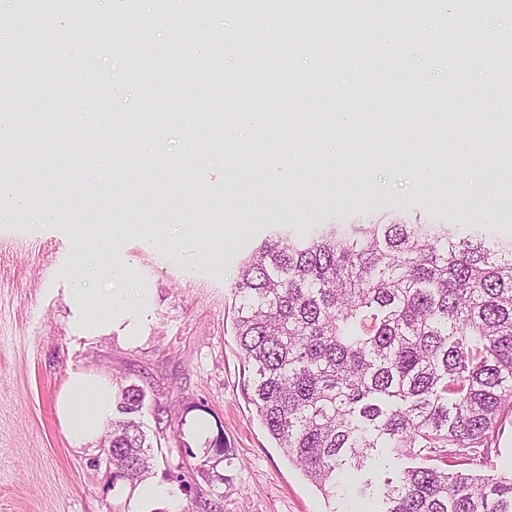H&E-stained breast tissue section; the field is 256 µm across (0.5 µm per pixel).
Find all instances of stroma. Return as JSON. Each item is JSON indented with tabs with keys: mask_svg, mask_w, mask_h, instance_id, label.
<instances>
[{
	"mask_svg": "<svg viewBox=\"0 0 512 512\" xmlns=\"http://www.w3.org/2000/svg\"><path fill=\"white\" fill-rule=\"evenodd\" d=\"M290 24L259 26L218 8L191 20L169 22L158 0L136 10L97 0L79 19L46 7L30 16L0 0V41L19 45L11 65L15 91L9 102L43 124L18 146L19 156L38 151L40 166L21 180L25 196L0 212V512H357L340 492H324L306 480L267 433L243 389L248 378L234 335L231 285L241 261L271 233L302 235L325 224H455L462 233L512 239V208L497 209L474 184H501L507 163L502 131L482 135L473 157L452 183L419 179L415 161L448 155L447 124L439 119L438 90L449 76L456 48L436 53L447 26L439 13L408 7L370 35L382 51L402 56L407 85L393 78L364 84L349 75L327 85L301 42L328 36L324 17L294 12ZM501 21L493 6L462 17L470 53L492 41ZM41 25L53 36L30 40ZM221 40L211 69L196 67V34ZM151 51L126 77L123 94L96 84V71L124 59L132 35ZM264 49L267 76L245 86H224L207 97L210 71L233 73L241 57ZM312 116L350 112L355 133L347 141L290 130L296 99ZM267 114L256 132L240 136L234 113ZM134 110L161 113L160 132L103 126L97 114ZM436 133L415 141L423 124ZM159 144L151 165L147 148ZM133 157L126 171L115 161ZM321 155L319 169L306 153ZM277 154L280 163L265 162ZM200 154L221 162L200 167ZM257 162L256 188L227 191L226 172ZM287 194V206L276 198ZM182 198L202 224L184 231L170 198ZM45 216L31 218L35 207ZM94 224H122L112 247V285L143 289L144 301L112 309V334L74 341L67 330L64 290L76 275L102 287L93 275ZM173 240L178 257L169 256ZM110 377L115 390L138 385L146 393L136 419L153 446L155 462L144 481L167 494L143 499L138 484L117 491L105 468L91 467L100 446L75 449L61 431L56 398L69 370ZM226 453L206 466L213 442Z\"/></svg>",
	"mask_w": 512,
	"mask_h": 512,
	"instance_id": "35a3bbf8",
	"label": "stroma"
}]
</instances>
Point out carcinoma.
<instances>
[{
	"label": "carcinoma",
	"instance_id": "obj_1",
	"mask_svg": "<svg viewBox=\"0 0 512 512\" xmlns=\"http://www.w3.org/2000/svg\"><path fill=\"white\" fill-rule=\"evenodd\" d=\"M92 0H56L68 15ZM287 0H240L237 10ZM246 394L269 436L321 490L373 452L421 457L387 482L383 512H512V474L471 470L512 409V239L454 224H326L276 232L232 284ZM126 387L112 421V484L152 446Z\"/></svg>",
	"mask_w": 512,
	"mask_h": 512
}]
</instances>
